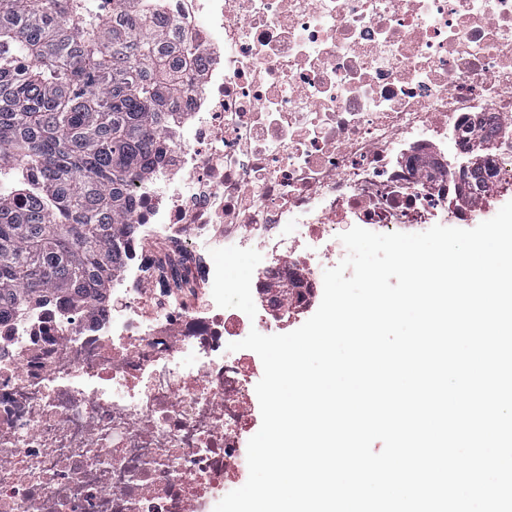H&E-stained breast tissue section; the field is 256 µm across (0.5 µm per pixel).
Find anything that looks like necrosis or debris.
<instances>
[{
    "label": "necrosis or debris",
    "mask_w": 512,
    "mask_h": 512,
    "mask_svg": "<svg viewBox=\"0 0 512 512\" xmlns=\"http://www.w3.org/2000/svg\"><path fill=\"white\" fill-rule=\"evenodd\" d=\"M196 54L148 175L133 246L95 328L34 310L0 329V512H189L246 464L254 370L229 345L285 329L252 275L319 285L340 223L451 216L465 121L493 123L512 187V0H163ZM438 164L422 176L417 157ZM186 244L203 295L146 245ZM236 293L242 307L225 302Z\"/></svg>",
    "instance_id": "necrosis-or-debris-1"
}]
</instances>
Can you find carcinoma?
Instances as JSON below:
<instances>
[{
  "instance_id": "cac0c4a2",
  "label": "carcinoma",
  "mask_w": 512,
  "mask_h": 512,
  "mask_svg": "<svg viewBox=\"0 0 512 512\" xmlns=\"http://www.w3.org/2000/svg\"><path fill=\"white\" fill-rule=\"evenodd\" d=\"M160 0H0V324L34 309L98 315L135 231L133 182L154 164L163 111L188 92L191 41ZM474 158L489 142L466 125ZM466 170L450 192L476 208ZM196 287L181 248L155 259ZM278 306L312 296L304 275L270 289Z\"/></svg>"
}]
</instances>
